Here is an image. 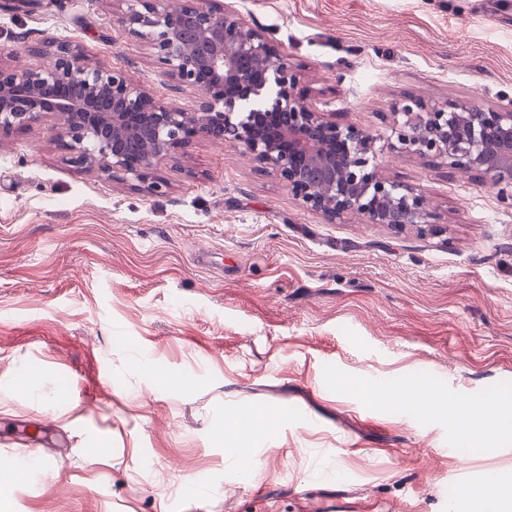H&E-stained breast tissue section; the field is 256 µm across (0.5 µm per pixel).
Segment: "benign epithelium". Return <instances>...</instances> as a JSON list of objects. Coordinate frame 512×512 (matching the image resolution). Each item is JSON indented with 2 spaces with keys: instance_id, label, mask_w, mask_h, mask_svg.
<instances>
[{
  "instance_id": "benign-epithelium-1",
  "label": "benign epithelium",
  "mask_w": 512,
  "mask_h": 512,
  "mask_svg": "<svg viewBox=\"0 0 512 512\" xmlns=\"http://www.w3.org/2000/svg\"><path fill=\"white\" fill-rule=\"evenodd\" d=\"M117 22L152 51L171 89L198 92L191 110L165 102L127 71L93 62L74 41L45 40L28 65L0 61V135L56 122L71 166L152 191L159 164L196 138L232 143L275 174L298 205L335 224L357 218L395 235L439 237L432 199L383 174V155L410 154L448 179L485 182L512 210V100L427 104L405 96L383 137L336 119L298 91L304 69L222 0H123Z\"/></svg>"
}]
</instances>
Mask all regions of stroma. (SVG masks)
Segmentation results:
<instances>
[{"instance_id": "1", "label": "stroma", "mask_w": 512, "mask_h": 512, "mask_svg": "<svg viewBox=\"0 0 512 512\" xmlns=\"http://www.w3.org/2000/svg\"><path fill=\"white\" fill-rule=\"evenodd\" d=\"M307 89L384 133L404 95L512 96V0H230ZM121 0H0V52L54 37L174 93ZM446 236L326 223L231 145L199 138L160 191L70 166L50 124L0 138V512H448L512 435L463 459L447 411L365 403L351 381L512 412V210L409 154ZM180 378L177 387L161 383ZM67 396H59L60 388ZM271 424L235 466L215 428Z\"/></svg>"}]
</instances>
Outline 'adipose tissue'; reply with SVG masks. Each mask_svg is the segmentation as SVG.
<instances>
[{
    "mask_svg": "<svg viewBox=\"0 0 512 512\" xmlns=\"http://www.w3.org/2000/svg\"><path fill=\"white\" fill-rule=\"evenodd\" d=\"M351 389L361 399L385 408L413 405L420 407L422 411L434 412L440 410L444 404L443 399L438 396L414 387L398 386L382 390L374 383L360 381L352 384ZM504 416L505 406L495 396L475 404L456 407L451 414L462 440L470 447L487 453L495 449L496 437L502 431ZM461 497L474 504L475 512H512V482L495 471L485 473L479 490H464Z\"/></svg>",
    "mask_w": 512,
    "mask_h": 512,
    "instance_id": "ef3b65f1",
    "label": "adipose tissue"
}]
</instances>
